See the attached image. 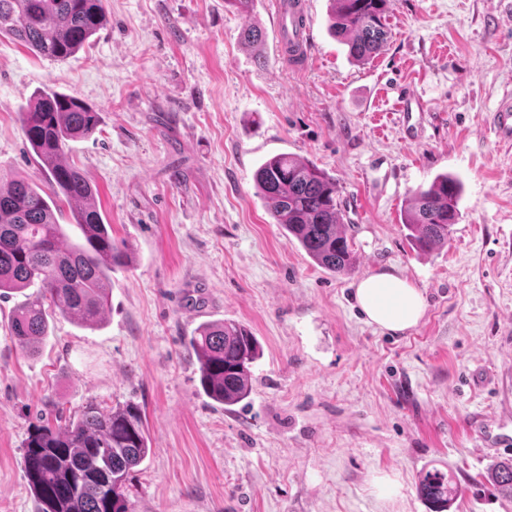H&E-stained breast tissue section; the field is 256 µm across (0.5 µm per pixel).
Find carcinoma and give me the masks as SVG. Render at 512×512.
Returning <instances> with one entry per match:
<instances>
[{"label":"carcinoma","instance_id":"obj_1","mask_svg":"<svg viewBox=\"0 0 512 512\" xmlns=\"http://www.w3.org/2000/svg\"><path fill=\"white\" fill-rule=\"evenodd\" d=\"M328 29L358 61L371 59L387 39L392 0H330ZM105 21V0H0V36L34 54L64 61L89 43ZM261 55L263 32L251 25L240 34ZM21 129L41 164L51 193L22 177L0 175V293L36 291L17 304L9 333L21 351L33 353L58 311L94 326L102 322L112 272L131 262L128 248L112 238V225L96 203L81 169L65 159L68 143L95 129L98 113L76 97L38 92L20 113ZM254 181L275 223L319 266L339 275L354 268L352 241L342 229L336 180L296 157L280 154L256 170ZM461 182L446 174L412 191L404 217L419 251L448 243L459 220ZM71 206L79 239L67 242L57 199ZM199 381L213 401L230 407L251 393L252 365L261 356L257 339L234 321L199 325L189 339ZM139 406L106 408L88 403L62 424H39L29 432L24 468L35 512H127L124 492L134 469L151 453ZM488 480L512 498V460L494 463ZM418 491L430 512H448L458 484L443 470L421 472Z\"/></svg>","mask_w":512,"mask_h":512}]
</instances>
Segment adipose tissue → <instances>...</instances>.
I'll use <instances>...</instances> for the list:
<instances>
[{
    "label": "adipose tissue",
    "mask_w": 512,
    "mask_h": 512,
    "mask_svg": "<svg viewBox=\"0 0 512 512\" xmlns=\"http://www.w3.org/2000/svg\"><path fill=\"white\" fill-rule=\"evenodd\" d=\"M354 296L368 322L390 332L415 327L425 312L422 292L391 271L361 278L355 285Z\"/></svg>",
    "instance_id": "1"
}]
</instances>
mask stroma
<instances>
[{"mask_svg": "<svg viewBox=\"0 0 512 512\" xmlns=\"http://www.w3.org/2000/svg\"><path fill=\"white\" fill-rule=\"evenodd\" d=\"M106 21L63 62L0 37V171L42 182L20 114L40 90L99 114L67 159L97 191L133 263L112 275L103 322L54 314L37 354L17 348L0 301V512H33L32 426L87 402L140 406L151 455L128 512H429L436 466L461 489L448 512H512L486 480L499 456L471 432H512V149L491 115L512 87V0H393L388 37L358 63L309 0L311 53L279 59L270 0H106ZM265 32L263 58L239 38ZM413 90L429 109L399 121ZM288 154L335 178L355 270L317 266L275 224L253 175ZM461 179L448 242L418 253L404 212L436 175ZM419 288L418 325L367 324L364 276ZM233 320L262 346L252 392L223 407L200 389L185 340Z\"/></svg>", "mask_w": 512, "mask_h": 512, "instance_id": "1", "label": "stroma"}]
</instances>
